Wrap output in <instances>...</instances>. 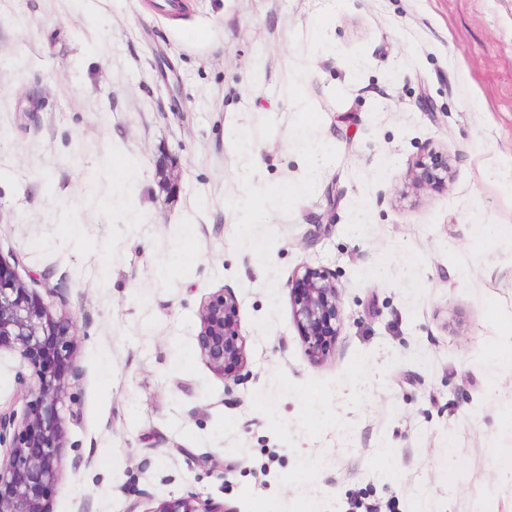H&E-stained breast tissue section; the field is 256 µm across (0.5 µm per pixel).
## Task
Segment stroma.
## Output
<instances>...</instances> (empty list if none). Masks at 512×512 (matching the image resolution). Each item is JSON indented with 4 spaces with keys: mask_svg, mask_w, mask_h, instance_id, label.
Segmentation results:
<instances>
[{
    "mask_svg": "<svg viewBox=\"0 0 512 512\" xmlns=\"http://www.w3.org/2000/svg\"><path fill=\"white\" fill-rule=\"evenodd\" d=\"M185 3L0 0V258L76 326L52 512H512V0ZM431 151L447 188L411 183ZM305 263L340 289L318 365ZM339 300V288L329 272L307 264L296 270L292 279L293 317L314 363L325 360L340 333ZM198 346L205 363L227 380L248 362L246 338L241 334L239 303L230 293L220 291L204 299L199 313ZM149 512H232L224 509V504L202 500L198 494L190 492L179 498L164 500Z\"/></svg>",
    "mask_w": 512,
    "mask_h": 512,
    "instance_id": "1",
    "label": "stroma"
}]
</instances>
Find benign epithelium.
Instances as JSON below:
<instances>
[{"instance_id": "obj_1", "label": "benign epithelium", "mask_w": 512, "mask_h": 512, "mask_svg": "<svg viewBox=\"0 0 512 512\" xmlns=\"http://www.w3.org/2000/svg\"><path fill=\"white\" fill-rule=\"evenodd\" d=\"M451 165L431 152L410 170L417 188H443ZM340 293L329 272L304 264L292 279V310L308 357L325 360L340 333ZM198 346L205 363L224 380H233L248 362L241 334L239 303L225 291L204 299L199 313ZM74 323L53 313L28 291L15 268L0 259V349L19 355L32 368L24 408L0 409V512H50V492L63 477L60 458L66 419L78 411L66 403ZM150 512H227L224 506L190 492L164 500Z\"/></svg>"}]
</instances>
